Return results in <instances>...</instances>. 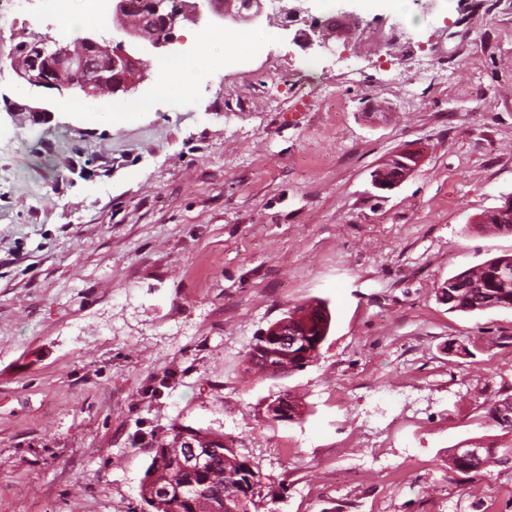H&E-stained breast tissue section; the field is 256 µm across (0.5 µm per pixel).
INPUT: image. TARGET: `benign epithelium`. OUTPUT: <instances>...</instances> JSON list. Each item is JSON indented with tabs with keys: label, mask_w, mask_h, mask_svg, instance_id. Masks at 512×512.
I'll list each match as a JSON object with an SVG mask.
<instances>
[{
	"label": "benign epithelium",
	"mask_w": 512,
	"mask_h": 512,
	"mask_svg": "<svg viewBox=\"0 0 512 512\" xmlns=\"http://www.w3.org/2000/svg\"><path fill=\"white\" fill-rule=\"evenodd\" d=\"M279 10L296 22H302L308 29L302 43L306 48L319 44L321 26L315 20H308L305 14L310 8L307 0H276ZM149 9L153 13L150 25L135 22L128 15L127 0H112V24L117 37L107 42L95 34H87L69 44H63L46 37L34 44L35 53L22 58L11 51L7 54L11 67L18 79L32 88L76 92L86 98H98L104 94L129 95L145 79L144 61L141 55L159 52L175 44V29L178 24L188 21L198 24L202 19L214 21L224 18V10L217 7L215 0H193L191 5L183 0H152ZM386 163L396 168V175L386 178L377 175L371 180L372 187L379 191H390L404 182L415 170L419 156L412 150H402L391 155ZM499 223H512V197L507 198L498 208L486 212L479 223L489 218ZM270 339V345H260L259 352L268 358L290 354L296 341L288 340V317L271 323L262 331ZM265 417L279 422L288 421V399L281 393L276 399L264 405ZM183 449L179 456L182 466L200 467L212 449L195 441L182 438Z\"/></svg>",
	"instance_id": "obj_1"
}]
</instances>
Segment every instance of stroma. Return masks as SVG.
I'll return each instance as SVG.
<instances>
[{
  "label": "stroma",
  "mask_w": 512,
  "mask_h": 512,
  "mask_svg": "<svg viewBox=\"0 0 512 512\" xmlns=\"http://www.w3.org/2000/svg\"><path fill=\"white\" fill-rule=\"evenodd\" d=\"M40 11L0 22V512H132L177 425L232 437L283 484L259 512H512V469L446 471L448 449L512 448L489 417L512 398V310L437 298L512 254L479 224L512 196V0H313L389 37L306 50L276 16L221 23L241 47L186 23L134 95L97 99L28 91L4 54L111 37V13L77 30ZM197 46L206 90L159 92ZM33 99L48 115L13 114ZM106 107L124 120H95ZM403 149L417 168L374 191ZM316 299L320 357L246 372L255 337ZM287 389L307 415L265 421ZM419 159L418 154L412 150H402L391 155L385 162L396 168V175L393 178H386L382 174H376L380 167L386 166V163L383 162L371 172V177L376 174L371 180L372 187L379 191L393 190L411 175L417 167Z\"/></svg>",
  "instance_id": "1"
}]
</instances>
